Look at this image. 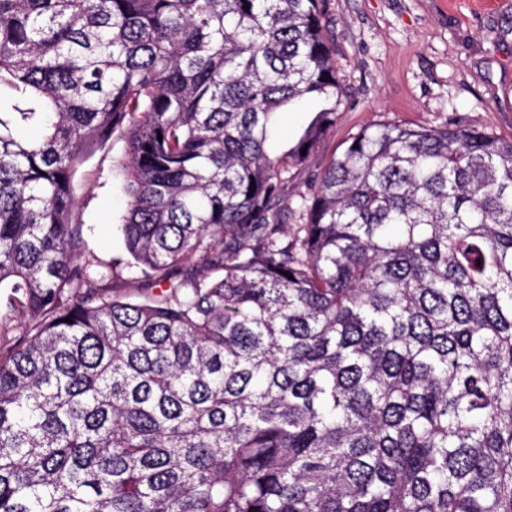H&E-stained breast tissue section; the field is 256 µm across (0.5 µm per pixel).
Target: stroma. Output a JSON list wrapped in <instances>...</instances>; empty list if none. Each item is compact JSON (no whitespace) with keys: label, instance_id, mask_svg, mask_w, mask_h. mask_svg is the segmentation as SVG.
<instances>
[{"label":"stroma","instance_id":"stroma-1","mask_svg":"<svg viewBox=\"0 0 512 512\" xmlns=\"http://www.w3.org/2000/svg\"><path fill=\"white\" fill-rule=\"evenodd\" d=\"M325 21L342 103L333 128L291 172L285 233L300 221L308 185L367 125L475 126L512 139V0L492 10L479 0H327ZM125 150L122 137L111 138L74 177L75 221L107 267L126 257L124 181L113 171Z\"/></svg>","mask_w":512,"mask_h":512}]
</instances>
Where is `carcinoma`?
Here are the masks:
<instances>
[{
  "label": "carcinoma",
  "instance_id": "1",
  "mask_svg": "<svg viewBox=\"0 0 512 512\" xmlns=\"http://www.w3.org/2000/svg\"><path fill=\"white\" fill-rule=\"evenodd\" d=\"M324 7L0 0V512H512V140L366 126L284 235ZM117 132L142 301L75 264ZM311 109L312 105L308 104L295 112L282 114L279 133L269 146L271 154L278 155L288 147L294 132L299 130L300 127L306 123Z\"/></svg>",
  "mask_w": 512,
  "mask_h": 512
}]
</instances>
